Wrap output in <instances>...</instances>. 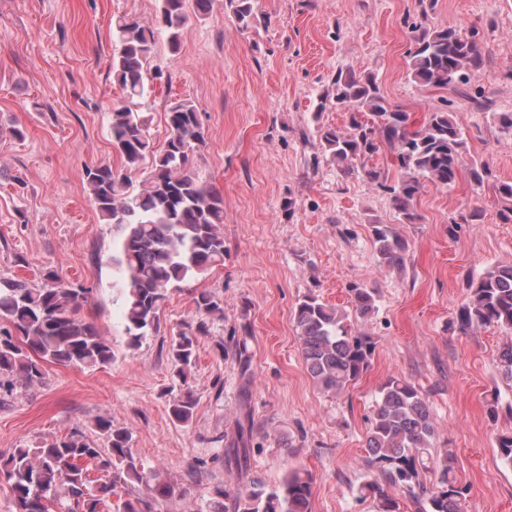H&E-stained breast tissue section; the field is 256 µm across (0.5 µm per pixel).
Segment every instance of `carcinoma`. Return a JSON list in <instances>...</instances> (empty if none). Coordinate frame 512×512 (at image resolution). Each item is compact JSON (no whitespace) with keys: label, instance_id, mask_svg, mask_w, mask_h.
I'll return each instance as SVG.
<instances>
[{"label":"carcinoma","instance_id":"cac0c4a2","mask_svg":"<svg viewBox=\"0 0 512 512\" xmlns=\"http://www.w3.org/2000/svg\"><path fill=\"white\" fill-rule=\"evenodd\" d=\"M241 30L251 27L257 14L254 0H229ZM216 0H159L158 11L146 25L128 15L112 20L119 43L112 56V77L123 98L112 108V146L125 171L109 164L85 167L89 194L106 223L113 225L115 247L110 260L121 272L123 324L128 343L142 344L160 333L161 312L172 291L224 265V196L202 180L191 158L206 143L205 129L194 103L174 102L166 112L169 135L162 148L154 146L149 120L140 110L147 92V63L159 40L176 52L190 15L213 11ZM475 34L448 26L423 29L407 60L408 76L436 88L451 87L465 96L469 73L482 65ZM349 109L344 131L325 128L320 144L327 163L348 175L375 183L390 194L402 224H415V207L425 182L448 188L464 168L467 135L450 113L438 110L417 125L393 106L377 79L355 70L339 72L323 98ZM381 152L391 158L400 178L384 183L382 172L368 165ZM146 170L135 188L128 173ZM506 200L501 217L512 222V183L495 186ZM371 234L380 263L401 271L408 259V243L392 224H373ZM470 295L457 310L452 326L467 334L484 328L512 333V265L487 269L471 284ZM92 289L73 287L55 268H47L40 282L0 279V395L9 397L16 384H43L48 361L79 369H95L112 362V346L96 325L80 315ZM351 311L325 302L315 293L294 308L296 339L305 369L323 392L343 395L371 368L373 339L353 329L349 313L364 318L377 309V292L359 283L347 289ZM194 314L170 333L169 357L179 388L169 397L170 416L186 423L198 399L189 384L195 366L198 337L210 332L209 323L224 320V301L209 290L194 292ZM248 368L247 338L218 343ZM499 375L512 382V342L495 359ZM95 427L105 446L75 427L51 441L16 448L0 455V479L11 493L14 512H151V501L170 499L172 485L160 482L135 456L131 434L100 417ZM253 423L247 414L237 422V436L224 457L238 470L248 467ZM437 434L423 393L405 378L390 377L380 388L365 433L367 467L380 479L359 487L361 498L373 500L375 512H401L395 489L415 506V512H466L470 485L457 473L452 447H436ZM502 465L512 468V431L496 437ZM89 460L106 475L93 479L81 461ZM434 471L435 482L424 481ZM314 480L305 469L287 471L273 488L254 480L249 488L229 494L225 512H311Z\"/></svg>","mask_w":512,"mask_h":512}]
</instances>
